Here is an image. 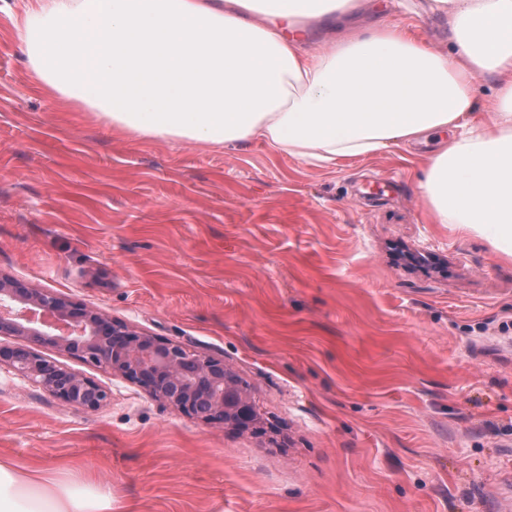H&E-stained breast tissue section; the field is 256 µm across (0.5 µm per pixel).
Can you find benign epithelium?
<instances>
[{
    "mask_svg": "<svg viewBox=\"0 0 512 512\" xmlns=\"http://www.w3.org/2000/svg\"><path fill=\"white\" fill-rule=\"evenodd\" d=\"M2 336L16 343L0 345V366L68 407L95 411L108 393L86 375L43 356L42 348L102 366L208 425L261 429L250 387L224 360L192 353L99 308L1 273Z\"/></svg>",
    "mask_w": 512,
    "mask_h": 512,
    "instance_id": "1",
    "label": "benign epithelium"
}]
</instances>
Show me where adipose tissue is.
<instances>
[{
    "label": "adipose tissue",
    "mask_w": 512,
    "mask_h": 512,
    "mask_svg": "<svg viewBox=\"0 0 512 512\" xmlns=\"http://www.w3.org/2000/svg\"><path fill=\"white\" fill-rule=\"evenodd\" d=\"M345 4L26 0L7 17L39 86L138 138L259 142L332 165L447 131L421 184L434 223L512 257V0H434L450 12L448 58L395 25L317 50L288 36ZM484 74L499 84L488 123L472 93ZM0 512H112V496L0 460Z\"/></svg>",
    "instance_id": "1"
}]
</instances>
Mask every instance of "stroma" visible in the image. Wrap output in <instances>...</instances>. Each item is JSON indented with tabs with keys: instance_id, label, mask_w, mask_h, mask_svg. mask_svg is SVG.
Returning <instances> with one entry per match:
<instances>
[{
	"instance_id": "obj_1",
	"label": "stroma",
	"mask_w": 512,
	"mask_h": 512,
	"mask_svg": "<svg viewBox=\"0 0 512 512\" xmlns=\"http://www.w3.org/2000/svg\"><path fill=\"white\" fill-rule=\"evenodd\" d=\"M0 0V273L220 358L260 433L213 427L67 355L109 394L65 407L0 368V459L112 512H506L512 259L433 223V143L327 168L255 142L140 140L35 87ZM451 55L427 0H355ZM424 253L441 270L396 259Z\"/></svg>"
}]
</instances>
